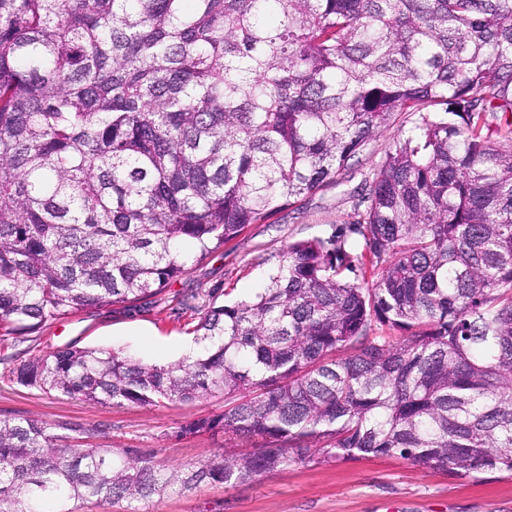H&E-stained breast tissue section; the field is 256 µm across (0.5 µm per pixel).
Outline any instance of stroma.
Wrapping results in <instances>:
<instances>
[{
	"label": "stroma",
	"mask_w": 512,
	"mask_h": 512,
	"mask_svg": "<svg viewBox=\"0 0 512 512\" xmlns=\"http://www.w3.org/2000/svg\"><path fill=\"white\" fill-rule=\"evenodd\" d=\"M357 181L329 186L300 198L268 223L250 225L235 241L195 262L146 310L117 306L46 323L37 331L36 352L67 344L109 346L166 365L193 344L186 324L206 312L208 292L217 303L253 296L264 288L270 267L289 242L325 238L350 223ZM223 394L204 401L152 409L100 405L47 395L14 383L0 367V415L37 416L63 426L81 424L106 433L105 445L146 448L157 465H191L222 454L223 434L183 437L182 425L223 412ZM144 512H512V475L452 476L422 469L396 456L336 460L280 467L254 481L200 487L154 498Z\"/></svg>",
	"instance_id": "1"
}]
</instances>
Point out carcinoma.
Masks as SVG:
<instances>
[{"label": "carcinoma", "mask_w": 512, "mask_h": 512, "mask_svg": "<svg viewBox=\"0 0 512 512\" xmlns=\"http://www.w3.org/2000/svg\"><path fill=\"white\" fill-rule=\"evenodd\" d=\"M419 114L359 219L290 243L204 352L0 357L16 383L261 440L161 469L101 431L0 416V512H81L281 466L398 456L512 473V0H0V337L143 308ZM372 281H366V273Z\"/></svg>", "instance_id": "cac0c4a2"}]
</instances>
